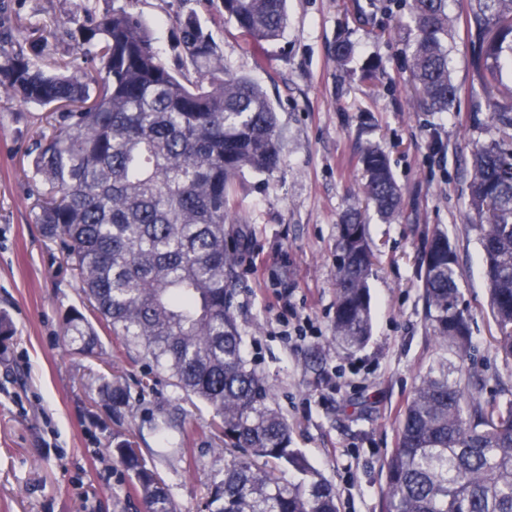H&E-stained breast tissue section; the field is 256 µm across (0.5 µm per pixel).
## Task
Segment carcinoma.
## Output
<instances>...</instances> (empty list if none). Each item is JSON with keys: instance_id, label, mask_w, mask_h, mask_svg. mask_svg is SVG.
<instances>
[{"instance_id": "1", "label": "carcinoma", "mask_w": 512, "mask_h": 512, "mask_svg": "<svg viewBox=\"0 0 512 512\" xmlns=\"http://www.w3.org/2000/svg\"><path fill=\"white\" fill-rule=\"evenodd\" d=\"M286 0H220L219 10L260 50L287 24ZM66 73L36 63L47 44L0 33V90L48 109L49 136L36 144L33 180L44 187L31 209L42 235L65 254L88 307L151 370L207 405L224 436V468L210 480L206 512H339L336 488L292 447L288 423L270 405L271 388L243 355L232 312L240 253L225 225L245 170L279 162L277 118L261 87L229 73L198 21H179L184 59L199 79L159 57L146 23L120 6L83 9ZM417 38L412 76L420 103L448 110L455 88L446 42L448 0H413ZM473 64L498 138L474 155L468 221L480 232L498 349L512 360V89L496 75L512 55V0H469ZM361 192L384 217L402 192L386 155L361 158ZM372 252L351 215L336 247L332 340L357 349L371 331L367 279ZM425 319L441 353L402 414L387 464L384 512H512V399L487 402L455 376L471 346L461 307L459 262L448 235L423 250ZM73 350L96 355L100 336L83 312L66 317ZM99 398L119 415L130 390L103 377ZM112 455L134 478L146 512H178L142 449L123 439ZM278 468L296 480L281 482Z\"/></svg>"}]
</instances>
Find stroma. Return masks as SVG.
Instances as JSON below:
<instances>
[{
    "label": "stroma",
    "mask_w": 512,
    "mask_h": 512,
    "mask_svg": "<svg viewBox=\"0 0 512 512\" xmlns=\"http://www.w3.org/2000/svg\"><path fill=\"white\" fill-rule=\"evenodd\" d=\"M80 0H0V27L15 38H49L37 63L59 70L71 48L54 41ZM92 11L122 6L148 24L161 59L182 56L178 20L195 14L225 67L256 81L277 115L280 161L245 172L232 201L229 237L245 257L232 302L248 362L273 390L292 441L335 485L341 512H383L386 463L398 420L437 356L424 319L422 249L443 230L460 265L472 330L462 362L489 401L512 399V362L496 348L480 235L468 223L473 155L496 139L479 94L467 0H448L455 95L444 112L420 106L410 70L416 35L412 0L384 16L383 0H287L284 34L254 49L210 0H87ZM353 54L336 61V45ZM41 107L0 96V312L16 331L0 345V512H143L129 473L112 458L130 437L152 458L182 512H204L211 475L224 466L210 410L166 382L113 415L97 401V375L128 383L148 368L102 335L111 365L73 353L66 316L82 309L79 284L31 219L27 150L41 133ZM386 154L403 192L382 219L358 188L365 148ZM362 212L375 254L368 288L372 332L359 349L333 344L336 246L341 226ZM306 324L298 342L288 332ZM172 416L159 433L157 419Z\"/></svg>",
    "instance_id": "stroma-1"
}]
</instances>
